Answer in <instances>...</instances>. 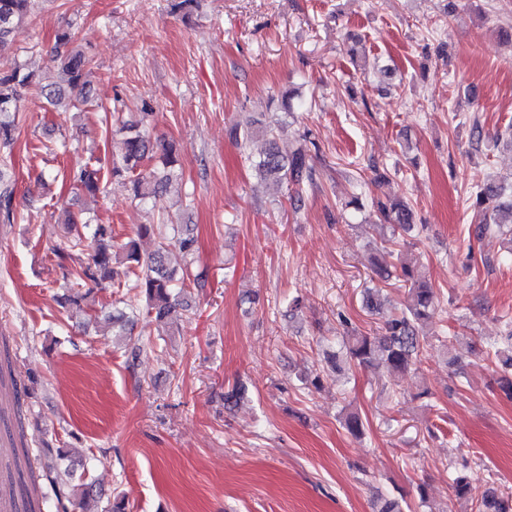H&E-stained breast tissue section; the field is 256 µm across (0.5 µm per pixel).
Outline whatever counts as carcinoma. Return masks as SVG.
<instances>
[{"label":"carcinoma","instance_id":"cac0c4a2","mask_svg":"<svg viewBox=\"0 0 512 512\" xmlns=\"http://www.w3.org/2000/svg\"><path fill=\"white\" fill-rule=\"evenodd\" d=\"M32 0H0V45L10 42L13 35L31 14ZM55 57L60 66V82L52 85H39L35 71L23 62H16L7 69H0V148L7 147L14 139L17 129L19 103L27 90L41 86V92L47 103L55 110L68 112L79 108L80 95L86 88V76L89 72L90 58L81 48L75 46V32L68 26L56 34ZM153 113L143 112L133 125H122L127 135L118 145V157L113 160L111 175L122 177L129 175L130 190L133 198L141 203L159 189L166 187L172 177L174 166V146L170 142L151 141L150 126ZM287 124L280 118H273L259 128L247 120L237 123L229 130V138L239 147L262 138L264 149L251 160L257 175L264 179H273L279 183L287 182L300 189L314 182L310 144H301L292 152L283 154L278 139L284 133ZM103 179L101 169L88 166L74 174L75 185L88 192L100 191ZM476 236L481 238L488 233L512 234V189L496 180L489 179L472 190ZM14 188L7 164H0V219L10 222L14 218ZM380 227L391 230L389 237L382 238L383 243L396 247L407 245L404 236L414 230V213L404 203L386 204L380 200L372 202ZM157 235V248L147 261H142L136 239L129 238L121 243L115 242V234L110 224H90L73 213L68 215L65 235L54 248L59 266L65 267V261L71 257V251L87 245L90 252L87 262L66 272L76 283H92L106 288L115 283L117 271L113 264H122L127 271L140 269V273L128 281L126 287L145 296L148 312L155 313V319L162 320L175 307L178 292L184 290L188 270L181 274L168 268L166 256L172 247L178 248L188 256L193 255L194 240L183 234L178 224H144L139 227L137 236ZM400 273L396 280L410 285L408 301L404 308L390 312L384 321V335L366 336L353 328H346L342 343L346 350L348 363L359 367L383 364L391 371L404 373L417 363L425 349L427 336L424 325L438 311L439 301L421 274L404 262H399ZM486 356L495 361L505 371H512V321L506 322V333L499 339L487 342ZM44 459L42 478L54 490L56 512H88L89 500L98 497L93 482L86 474H76L64 448H58L51 442H44L41 448ZM451 489L454 497L470 500L475 504V512H512V492H506L496 486L493 478L483 484L474 482L467 472V464L452 479Z\"/></svg>","mask_w":512,"mask_h":512}]
</instances>
